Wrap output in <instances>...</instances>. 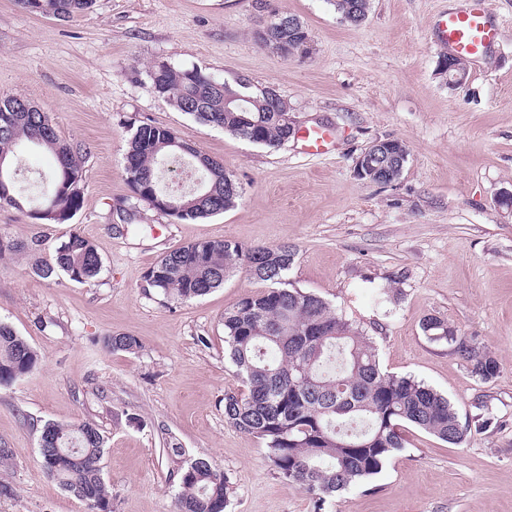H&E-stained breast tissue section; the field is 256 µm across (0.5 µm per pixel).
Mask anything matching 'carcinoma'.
Listing matches in <instances>:
<instances>
[{"label": "carcinoma", "instance_id": "carcinoma-1", "mask_svg": "<svg viewBox=\"0 0 512 512\" xmlns=\"http://www.w3.org/2000/svg\"><path fill=\"white\" fill-rule=\"evenodd\" d=\"M95 0H16L28 12L66 19L90 9ZM352 24L367 16L368 0H334ZM269 23L285 56L308 51L309 33L302 23L278 29ZM155 93L196 120L252 143L277 147L294 135L287 121L288 103L263 89L256 95L231 88L199 68L175 69L158 64L149 72ZM238 98L241 112L226 100ZM51 153L57 162L47 188L24 194L17 169L4 172L0 205L11 206L39 224H63L83 205V154L61 139L48 113L18 97H0V156L13 160L25 145ZM187 156L185 173L202 187L165 191L159 168L175 156ZM124 170L133 196L152 202L168 197L174 207L155 209L181 221H196L233 207L242 187L224 170V162L183 141L171 129L143 123L128 139ZM37 244L15 242L0 234V261ZM296 251L286 244L247 246L223 239L197 241L162 256L147 272L148 287L173 302L209 294L241 268L264 289L243 295L224 311V336L230 362L243 389L224 393V420L252 434L265 446V457L283 479L302 488L324 512L334 495L366 486L405 448L403 428L414 427L450 444L463 443L470 432L454 405L432 387L380 366L372 338L354 320L339 314L322 297L288 281ZM102 260L93 243L73 230L34 271L48 278L61 271L85 284L100 274ZM423 331L445 341L484 383L498 375V362L473 340L457 335L429 317ZM114 350L135 353L137 338L116 334ZM37 352L9 325L0 322V386L32 372ZM42 471L86 502L89 512H112L102 467L104 437L89 422L45 424L39 436ZM177 512H226L229 492L224 471L197 458L179 471Z\"/></svg>", "mask_w": 512, "mask_h": 512}]
</instances>
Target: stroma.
Here are the masks:
<instances>
[{
	"label": "stroma",
	"mask_w": 512,
	"mask_h": 512,
	"mask_svg": "<svg viewBox=\"0 0 512 512\" xmlns=\"http://www.w3.org/2000/svg\"><path fill=\"white\" fill-rule=\"evenodd\" d=\"M454 0H369L346 22L332 0H96L65 20L0 0V97L48 112L60 138L81 144L84 201L66 224H34L0 207V233L49 254L71 230L93 242L102 270L89 284L36 274L26 257L0 262V322L39 356L0 387V512H89L40 470L44 423L94 424L112 512H174L178 472L205 457L223 470L229 512H314L310 496L271 470L258 438L224 420V394L242 382L224 354V311L257 290L245 270L185 303L146 288L166 252L201 241L289 245L288 278L372 337L381 367L448 396L460 420L492 423L448 445L415 429L369 485L328 512H512V0H491L500 22L490 58L467 62L452 86L434 26ZM307 28L309 52L283 58L257 39L273 15ZM198 67L232 86L274 87L295 128L327 127L334 149L304 154L298 138L270 148L196 121L158 97L156 65ZM150 123L220 158L243 192L235 206L179 221L134 199L127 140ZM386 138L408 150L390 184L360 180L355 161ZM435 317L497 359L480 384ZM141 343L112 350L110 336ZM181 455H168L170 447Z\"/></svg>",
	"instance_id": "obj_1"
}]
</instances>
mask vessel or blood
<instances>
[{"label": "vessel or blood", "mask_w": 512, "mask_h": 512, "mask_svg": "<svg viewBox=\"0 0 512 512\" xmlns=\"http://www.w3.org/2000/svg\"><path fill=\"white\" fill-rule=\"evenodd\" d=\"M435 36L449 52L476 62L484 60L500 39L490 0H462L461 6L445 11L435 26ZM301 140L304 153L316 157L326 155L332 147V136L323 127L305 128Z\"/></svg>", "instance_id": "b4317fda"}]
</instances>
